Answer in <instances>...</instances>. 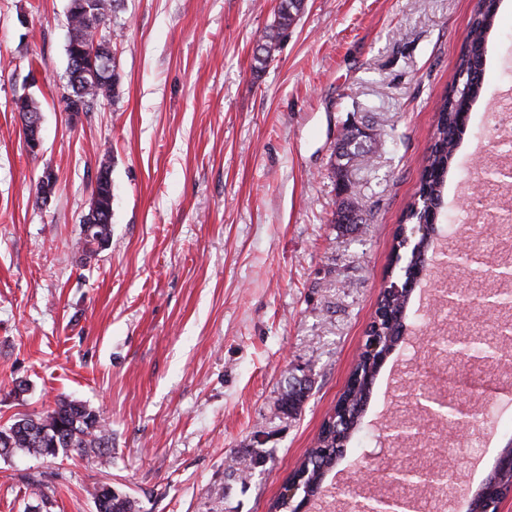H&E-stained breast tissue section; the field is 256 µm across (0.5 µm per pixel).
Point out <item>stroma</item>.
<instances>
[{
  "label": "stroma",
  "instance_id": "stroma-1",
  "mask_svg": "<svg viewBox=\"0 0 512 512\" xmlns=\"http://www.w3.org/2000/svg\"><path fill=\"white\" fill-rule=\"evenodd\" d=\"M476 2L307 0L258 70L253 49L277 0H123L105 29L118 93L73 121L62 101L69 0H0V426L66 397L112 431L106 466L74 452L0 457V512H95L97 484L138 512H268L365 341ZM485 68L448 174L442 250L502 251L470 197L501 148L493 115L512 88V0ZM22 94L41 110L36 156L13 108ZM353 121L377 138L368 164L350 169L363 222L345 228L332 222L331 153ZM105 157L112 238L89 258L75 243ZM48 169L57 181L44 202L36 184ZM435 287L416 288L405 338L312 512H348L344 488L382 482L372 452L431 385L436 332L493 338L512 319V300L436 311ZM297 378L310 391L286 418L278 399ZM483 379L466 401L489 409L490 425L438 458L473 491L512 438V362ZM257 450L268 457L248 478L230 469Z\"/></svg>",
  "mask_w": 512,
  "mask_h": 512
}]
</instances>
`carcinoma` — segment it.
Wrapping results in <instances>:
<instances>
[{
    "label": "carcinoma",
    "instance_id": "1",
    "mask_svg": "<svg viewBox=\"0 0 512 512\" xmlns=\"http://www.w3.org/2000/svg\"><path fill=\"white\" fill-rule=\"evenodd\" d=\"M96 12L86 11L87 0H69L68 24L70 53L79 54L92 41L99 27L106 25L115 14L121 0H97ZM500 7V0H479L472 16L465 39L473 44L478 55L463 51L456 62L457 82L445 90L438 103L437 127L434 140L424 159L420 183L413 201L408 205L402 225L393 236L389 269L391 277L399 275L413 283L427 261L432 244V232L415 231L421 224H434L442 206V192L448 169L453 161L461 136L465 133L471 107L478 97L484 78L485 43ZM297 7L293 0H279L272 24L260 37L254 61L263 66L274 58L286 32L293 23L292 14ZM117 66H112V82H103L85 67L68 71L67 93L62 96L67 112H88L91 99L115 92L119 83ZM366 141L346 142L345 151L337 156L333 173L337 182L347 184L348 167L366 155ZM97 187L92 192L88 214L101 216L109 210L110 166L103 163ZM362 222L357 201H352L350 214L338 210L333 214L334 224ZM112 235V225L99 224L92 238L81 237L76 242L86 255H94L103 248ZM411 292L397 296L383 288L379 295L378 318L371 324L370 334L382 337L377 354L390 353L400 341L405 312ZM379 365L365 358L353 370V379L340 398L334 412L324 420L315 445L308 449L304 459L292 471V478L299 481L300 492L316 497L321 493L325 474L336 464L344 444L358 428L361 415L371 393ZM309 386L302 382L290 385L281 395L280 411L290 416L297 414L307 397ZM75 451L81 455L92 452L101 463L111 459L112 430L99 412L82 401L60 399L50 411L37 416L22 415L6 426L0 427V456L23 452L35 458L56 457L59 452ZM512 486V472L497 471L483 486L485 496L493 499L501 488ZM96 512H136V503L128 494L108 484L96 485L89 491Z\"/></svg>",
    "mask_w": 512,
    "mask_h": 512
}]
</instances>
